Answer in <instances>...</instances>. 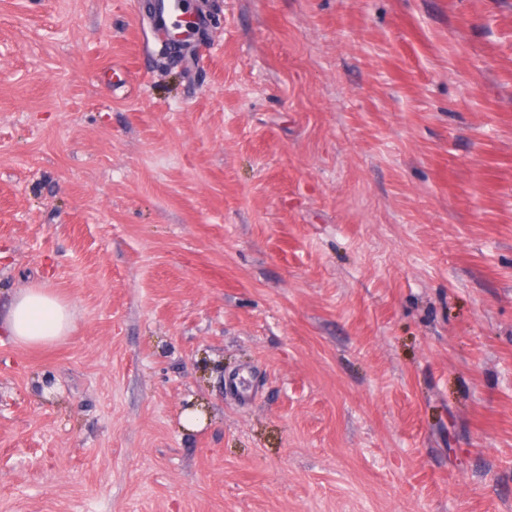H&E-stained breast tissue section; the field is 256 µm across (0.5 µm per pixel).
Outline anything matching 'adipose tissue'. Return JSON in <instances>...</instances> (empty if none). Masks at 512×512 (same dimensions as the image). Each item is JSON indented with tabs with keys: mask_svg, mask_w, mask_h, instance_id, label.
I'll return each mask as SVG.
<instances>
[{
	"mask_svg": "<svg viewBox=\"0 0 512 512\" xmlns=\"http://www.w3.org/2000/svg\"><path fill=\"white\" fill-rule=\"evenodd\" d=\"M71 326L68 307L50 289L34 287L11 298L0 333L14 342L36 345L66 335Z\"/></svg>",
	"mask_w": 512,
	"mask_h": 512,
	"instance_id": "ef3b65f1",
	"label": "adipose tissue"
}]
</instances>
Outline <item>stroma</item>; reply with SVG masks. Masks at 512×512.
<instances>
[{"instance_id": "35a3bbf8", "label": "stroma", "mask_w": 512, "mask_h": 512, "mask_svg": "<svg viewBox=\"0 0 512 512\" xmlns=\"http://www.w3.org/2000/svg\"><path fill=\"white\" fill-rule=\"evenodd\" d=\"M0 0V512H512V0ZM71 313L66 305L45 287L28 288L9 302L0 333L14 342L36 345L65 336L71 329Z\"/></svg>"}]
</instances>
